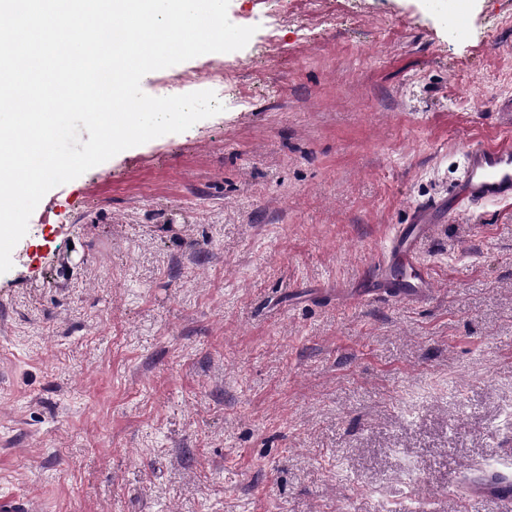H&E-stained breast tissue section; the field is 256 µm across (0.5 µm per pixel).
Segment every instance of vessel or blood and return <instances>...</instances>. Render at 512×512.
I'll return each mask as SVG.
<instances>
[{
    "label": "vessel or blood",
    "mask_w": 512,
    "mask_h": 512,
    "mask_svg": "<svg viewBox=\"0 0 512 512\" xmlns=\"http://www.w3.org/2000/svg\"><path fill=\"white\" fill-rule=\"evenodd\" d=\"M456 207L444 201L414 209L411 223L398 226L388 238L364 282L369 296L385 295L397 301L416 302L429 297L435 278L423 260V244L437 225L490 202H512V135L469 145L464 151L462 176L455 188ZM409 271L406 279L394 277L396 267Z\"/></svg>",
    "instance_id": "vessel-or-blood-1"
}]
</instances>
